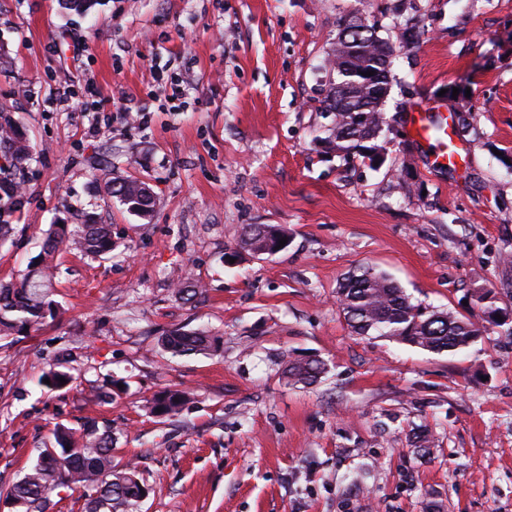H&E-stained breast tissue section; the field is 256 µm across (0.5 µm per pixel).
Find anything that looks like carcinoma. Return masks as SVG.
<instances>
[{
	"instance_id": "obj_1",
	"label": "carcinoma",
	"mask_w": 512,
	"mask_h": 512,
	"mask_svg": "<svg viewBox=\"0 0 512 512\" xmlns=\"http://www.w3.org/2000/svg\"><path fill=\"white\" fill-rule=\"evenodd\" d=\"M376 23L366 20L365 32L349 42L337 39L326 60H335L337 68L329 74L340 76L339 84L328 83L322 109L331 117L325 136L314 138L315 146L326 155L336 154L345 161L359 157L373 160L371 153L387 150V122L383 105L390 85L393 48L375 36ZM374 75L368 76L366 72ZM0 149L18 167L31 153V144L10 115L0 112ZM108 194L118 190L120 202L141 219L150 214L145 194L146 182L137 178L108 180ZM23 207V194L8 177H0V243L8 240L13 220ZM278 226L248 224L242 229L238 246L253 255L277 253ZM65 246L84 256L102 258L112 254V230L88 217L70 228L50 226L36 258L30 259L26 272L18 279L0 281V340L34 328L60 312L53 299L55 255ZM343 315L359 336L383 337L431 353H453L475 343L492 328L512 335V308L497 305L495 294L477 288L472 299L479 319L449 310L429 309L412 302L411 297L385 273L361 267L344 275L337 285ZM217 339L204 330L175 328L160 339L161 348L173 355L211 351ZM325 372V364L316 358L293 359L282 371L291 384L312 385ZM65 382H59V379ZM50 383H45V380ZM73 381L66 359H59L42 376L40 383L49 391L64 388ZM190 400L186 391H165L149 403V413L164 418L179 413ZM112 429L99 428L89 419L76 429L58 424L49 445L41 449L27 472L11 486L0 489V501L9 512H49L57 502L60 488L80 491L83 512H139L150 488L137 466L114 462Z\"/></svg>"
}]
</instances>
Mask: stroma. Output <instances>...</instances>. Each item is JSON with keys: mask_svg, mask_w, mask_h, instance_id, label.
Wrapping results in <instances>:
<instances>
[{"mask_svg": "<svg viewBox=\"0 0 512 512\" xmlns=\"http://www.w3.org/2000/svg\"><path fill=\"white\" fill-rule=\"evenodd\" d=\"M362 10L395 49L384 111L399 135L378 168L312 143L328 123L323 59ZM118 96L148 126L95 110ZM427 102L471 116L456 168L409 135L406 112ZM1 108L33 150L12 174L25 205L0 278L87 213L115 246L62 251L63 314L0 341V485L55 424L92 418L151 485L141 512H512V336L434 354L356 335L336 299L343 274L371 266L425 306L472 313L479 287L512 306V0H0ZM115 177L152 187L151 219L107 195ZM248 224L284 227L288 247L238 254ZM178 327L218 351H163ZM62 347L75 381L49 392L39 379ZM308 357L319 382L281 380ZM166 388L193 396L159 419L147 402Z\"/></svg>", "mask_w": 512, "mask_h": 512, "instance_id": "1", "label": "stroma"}]
</instances>
